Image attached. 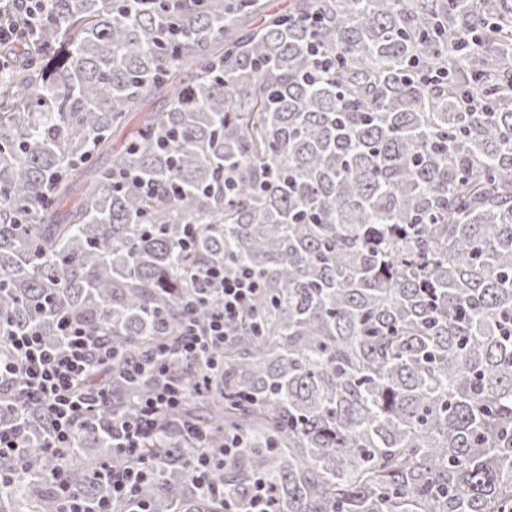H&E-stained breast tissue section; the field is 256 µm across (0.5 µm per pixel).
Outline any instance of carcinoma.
I'll list each match as a JSON object with an SVG mask.
<instances>
[{
    "mask_svg": "<svg viewBox=\"0 0 512 512\" xmlns=\"http://www.w3.org/2000/svg\"><path fill=\"white\" fill-rule=\"evenodd\" d=\"M511 14L49 0L42 41L0 45V328L59 345L60 309L112 347L85 382L107 397L64 453L37 451L49 418L0 387L33 461L0 512H64L60 470L103 494L97 470L124 459L112 419L156 384L121 378L126 363L220 305L188 264L247 266L264 290L217 352L224 372L166 360L191 395L142 450L144 495L114 512H251L258 478L269 512H512ZM375 224L416 234L375 246ZM196 432L215 457L203 483Z\"/></svg>",
    "mask_w": 512,
    "mask_h": 512,
    "instance_id": "1",
    "label": "carcinoma"
}]
</instances>
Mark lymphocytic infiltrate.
<instances>
[{"label": "lymphocytic infiltrate", "mask_w": 512, "mask_h": 512, "mask_svg": "<svg viewBox=\"0 0 512 512\" xmlns=\"http://www.w3.org/2000/svg\"><path fill=\"white\" fill-rule=\"evenodd\" d=\"M8 8H0V42L20 43L34 31L46 0H8ZM191 277L205 281L221 297L216 314L202 327L185 333L177 347L187 361L207 369H215V353L237 323L254 307L262 282L248 268L226 274L223 268L211 266L194 269ZM62 343L51 346L36 331L8 333V352L0 354V381L17 379L28 399L39 404L51 417V430L41 443L45 453L58 452L73 438L77 421L83 418L93 400L91 394L77 391L78 382L93 365L109 358L112 348L102 337L87 330L70 314L58 319ZM186 393L181 387L166 384L156 389L139 405L136 415L113 423L118 447L135 463L123 468H107L104 476L105 495L95 501L70 496L66 512H112L114 501L132 497L151 479V469L140 461L142 448L154 434L157 415L178 407Z\"/></svg>", "instance_id": "lymphocytic-infiltrate-1"}]
</instances>
